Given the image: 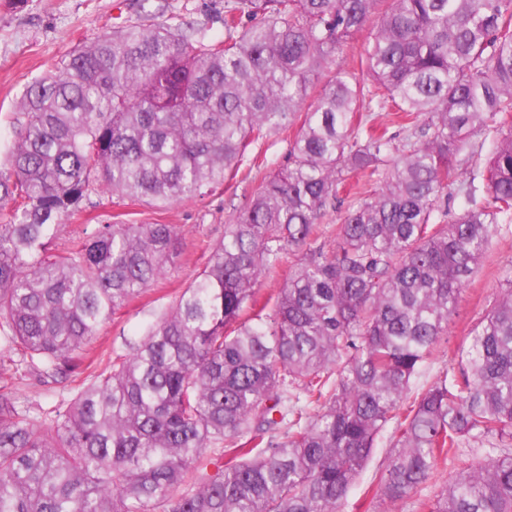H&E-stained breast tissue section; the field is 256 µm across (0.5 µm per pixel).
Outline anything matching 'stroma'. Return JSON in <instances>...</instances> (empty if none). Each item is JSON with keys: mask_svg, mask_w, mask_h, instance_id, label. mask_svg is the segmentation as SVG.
Returning a JSON list of instances; mask_svg holds the SVG:
<instances>
[{"mask_svg": "<svg viewBox=\"0 0 512 512\" xmlns=\"http://www.w3.org/2000/svg\"><path fill=\"white\" fill-rule=\"evenodd\" d=\"M161 0H0V158L4 157L15 134L17 105L27 87L48 70L60 66L82 45L111 32L117 20L154 13ZM170 12L207 26L209 38L223 40L224 0H168ZM288 134L282 133L250 146V155L265 157L253 169L250 182L228 177L223 185L202 198L156 208L147 204L113 199L101 203L91 194L86 212L74 216L55 239L53 251L91 236L98 225L177 224L184 230L180 254L165 279L130 300L98 331L90 353L97 368H105L113 353L127 351L144 328L156 321L178 295L205 267L210 248L224 236V227L233 223L249 203L264 179L288 163ZM374 185L349 181L341 189L340 204L327 207L321 220L320 242L333 246L347 204L372 194ZM512 275V224L499 225L477 272L464 287L448 336L413 382L421 391L435 381L449 365L457 363L456 352L470 329L495 301L506 277ZM87 372L77 369L57 383L44 385L23 370L5 375L19 402L47 410L72 399ZM392 446L391 431H383L363 474L351 490L343 512H377L369 490Z\"/></svg>", "mask_w": 512, "mask_h": 512, "instance_id": "1", "label": "stroma"}]
</instances>
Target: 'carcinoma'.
Masks as SVG:
<instances>
[{"instance_id": "1", "label": "carcinoma", "mask_w": 512, "mask_h": 512, "mask_svg": "<svg viewBox=\"0 0 512 512\" xmlns=\"http://www.w3.org/2000/svg\"><path fill=\"white\" fill-rule=\"evenodd\" d=\"M380 2L224 0L219 42L173 15L125 19L27 87L0 168V351L43 378L76 367L181 244L175 224L107 223L50 252L92 191L200 197L252 144L298 129L203 272L49 432L0 386V512H342L389 426L378 512H512L511 278L458 368L411 395L512 224V0ZM369 24L357 79L336 55ZM369 112L394 113L407 138L355 119ZM489 130L480 171L471 138ZM352 177L378 190L327 249L318 223ZM447 192L465 200L451 218ZM463 447L475 462L418 498Z\"/></svg>"}]
</instances>
